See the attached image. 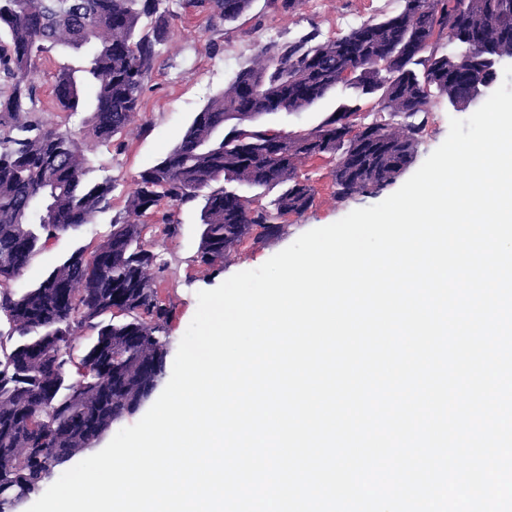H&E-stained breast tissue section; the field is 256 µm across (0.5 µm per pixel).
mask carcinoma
Returning <instances> with one entry per match:
<instances>
[{
  "label": "carcinoma",
  "instance_id": "carcinoma-1",
  "mask_svg": "<svg viewBox=\"0 0 512 512\" xmlns=\"http://www.w3.org/2000/svg\"><path fill=\"white\" fill-rule=\"evenodd\" d=\"M393 15L322 41L313 29L270 41L198 112L181 141L140 171L126 201L91 253L77 249L35 288L4 285L58 236L93 221L112 201V178L85 181L89 150L61 127L40 124L34 58L55 47L89 49L85 81L63 66L53 98L77 111L94 90L92 139L109 142L141 111L144 80L168 38L167 0H0V512L41 491L53 472L92 449L134 414L166 375L169 308L158 295L163 265L143 241L139 217L166 199L198 198L200 261L223 266L252 234L279 235L280 219L313 205L299 172L310 157L336 158V196L375 195L415 162L430 112L458 109L493 62L512 58V0H402ZM254 0H191L212 18L235 22ZM448 38V51L438 40ZM352 91L316 126L286 136L262 119L299 112L337 87ZM380 118L352 131L358 101ZM278 190L254 205L239 187ZM96 333L80 358L76 332Z\"/></svg>",
  "mask_w": 512,
  "mask_h": 512
}]
</instances>
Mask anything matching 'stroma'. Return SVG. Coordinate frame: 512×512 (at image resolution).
Wrapping results in <instances>:
<instances>
[{"label": "stroma", "mask_w": 512, "mask_h": 512, "mask_svg": "<svg viewBox=\"0 0 512 512\" xmlns=\"http://www.w3.org/2000/svg\"><path fill=\"white\" fill-rule=\"evenodd\" d=\"M401 6V0H298L296 6L285 8L270 4L269 0H255L250 18L215 24L188 0H172L174 17L168 41L161 46L145 81L141 111L110 145L95 147L90 155L86 179L95 182L111 177V209L98 214L92 223L63 233L49 250L39 253L20 276L8 283V290L22 295L73 250L93 252L111 224L125 218L126 200L135 188L138 173L180 142L195 114L251 61L263 44L291 40L313 29L321 39H333L366 21L397 12ZM85 59L82 51L53 49L38 60L34 81L41 98L38 119L42 124L87 131L94 109L92 94H85L82 111L74 113L61 111L52 96L58 67L67 64L78 70ZM351 97V91L339 87L310 109L277 112L266 116L264 122L280 130L302 131L317 125ZM334 165V158L329 156L305 161L299 173L315 189L313 206L302 214L289 216L279 236L248 239L220 269L202 264L199 258L202 200L179 206L164 200L141 217L144 240L164 265L158 288L171 310L166 325L169 354H176L196 312L197 292L215 288L238 272L259 267L311 229L381 202L378 194L337 198L331 179Z\"/></svg>", "instance_id": "1"}]
</instances>
